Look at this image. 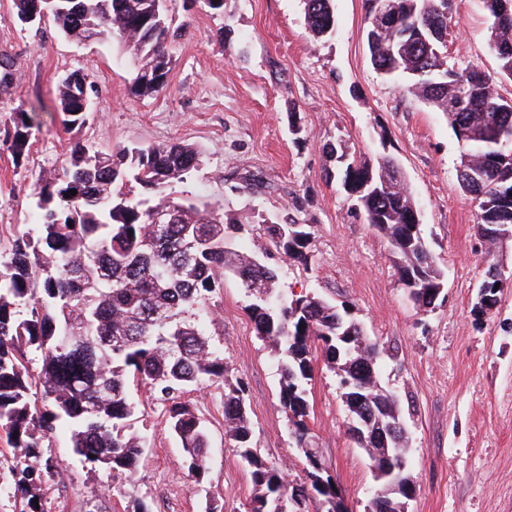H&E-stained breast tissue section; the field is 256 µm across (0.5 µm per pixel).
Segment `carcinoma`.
I'll list each match as a JSON object with an SVG mask.
<instances>
[{"instance_id":"carcinoma-1","label":"carcinoma","mask_w":512,"mask_h":512,"mask_svg":"<svg viewBox=\"0 0 512 512\" xmlns=\"http://www.w3.org/2000/svg\"><path fill=\"white\" fill-rule=\"evenodd\" d=\"M305 20L315 34L334 30L332 0H303ZM382 29L373 0H365L367 43L374 68L401 82L408 92L448 116L463 139L459 182L478 202L474 229L512 230V146L496 130L512 129V99L474 68L447 64V17L441 0H393ZM66 38L82 43L113 38L135 50L139 60L132 93H155L166 86L170 20L162 0H14L13 18L28 25L35 5ZM502 0H489V42L501 75L512 78V26L499 22ZM96 92L93 76L75 70L56 86L55 102L67 128L85 124ZM39 127L28 113H15L4 141L15 163L23 162ZM341 183L355 205L383 235L395 255L398 282L410 299L427 309L439 298L444 274L427 247L423 230L412 232L416 205L401 180L386 186L377 167L344 154ZM200 153L188 144L124 147L112 153L77 141L65 165L40 178L34 201L38 230L17 232L0 245V433L13 448L14 498L20 512H43L40 487L51 473L42 462L55 423L70 431L73 453L112 473L132 475L143 440L131 433L135 413L131 388H145L165 404L168 424L184 451L194 481L207 472L208 435L202 421L180 402L182 394L207 381L224 379L223 353L213 347L207 324L208 301L224 279L233 278L258 293L249 306L258 336L270 341L280 369L279 402L307 460L305 481L290 483L252 446V428L243 391L224 390V422L247 464L257 490L251 512H299L316 499L321 512H347L331 477L308 444L310 404L307 384L313 351L338 371L348 414L381 428L404 419L397 398L370 383L379 377L376 345L360 324L336 304L315 296L268 297L277 274L259 253L236 249L231 225L214 212L164 194L169 183L188 177ZM142 192L137 194L133 186ZM76 190L71 195L70 190ZM173 208L177 219L157 230L152 213ZM265 236L276 252L306 263L313 239L310 224H267ZM41 362L38 373L30 370ZM377 467L397 468L399 478L378 487L366 512H403L416 495L403 436L364 443Z\"/></svg>"}]
</instances>
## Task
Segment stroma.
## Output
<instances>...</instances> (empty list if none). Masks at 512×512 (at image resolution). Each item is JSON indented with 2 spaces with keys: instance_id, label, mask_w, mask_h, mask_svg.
<instances>
[{
  "instance_id": "stroma-1",
  "label": "stroma",
  "mask_w": 512,
  "mask_h": 512,
  "mask_svg": "<svg viewBox=\"0 0 512 512\" xmlns=\"http://www.w3.org/2000/svg\"><path fill=\"white\" fill-rule=\"evenodd\" d=\"M175 37L168 82L156 94L131 93L133 52L108 39L77 44L53 22L31 29L0 0V53L15 59L0 87V129L25 111L39 126L29 155L15 164L0 143V240L33 224L39 177L59 169L71 142L106 151L191 144L201 164L172 182L176 200L216 211L241 225L234 241L266 247L263 227L295 221L313 227L311 260L300 265L270 253L285 295H314L348 306L377 342L380 379L407 422V461L417 494L407 512H512V287L496 310L476 314L490 265L512 275V241L488 253L473 226L478 208L459 184L461 148L444 114L372 67L364 0H333L336 30L317 36L303 0H169ZM482 0H454L448 62L474 64L512 98L488 49ZM93 75L97 92L84 126L60 124L55 86L65 74ZM376 164L394 157L418 207L423 233L445 287L435 307H416L397 281L388 241L366 224L341 185L335 151ZM250 298L231 278L212 294L210 341L224 354V382L182 395L210 438L207 473L194 482L171 434L164 406L138 394L132 433L142 437L137 473L90 468L71 453L64 429L43 449L55 473L40 495L46 512H250L256 491L225 433L224 387L238 385L249 410L252 445L289 482L305 476L279 403L280 371L260 338ZM308 425L327 473L349 512H364L376 487L371 461L348 431L339 378L316 359Z\"/></svg>"
}]
</instances>
